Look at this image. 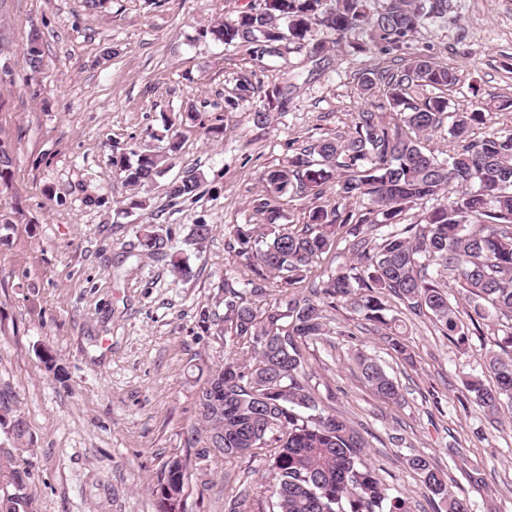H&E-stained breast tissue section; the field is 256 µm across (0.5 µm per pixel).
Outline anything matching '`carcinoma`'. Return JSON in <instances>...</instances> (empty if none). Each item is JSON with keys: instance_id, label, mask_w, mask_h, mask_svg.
I'll list each match as a JSON object with an SVG mask.
<instances>
[{"instance_id": "cac0c4a2", "label": "carcinoma", "mask_w": 512, "mask_h": 512, "mask_svg": "<svg viewBox=\"0 0 512 512\" xmlns=\"http://www.w3.org/2000/svg\"><path fill=\"white\" fill-rule=\"evenodd\" d=\"M450 0H263L236 10L200 32V37L226 46H245L262 62L281 55L285 44L307 47L319 57L326 45L309 44L316 28L348 44L355 54L373 47L402 51L418 31L448 13ZM369 32V42L351 37ZM458 83L456 71L425 56H415L386 77L387 105L366 109L355 118L347 136L324 139L304 148L288 163L266 173L267 194L254 201L259 224H236L226 249L251 273V298L224 282V314L202 313L205 330L217 326L230 337L233 356L208 370L203 383L212 389L195 395L194 417L184 432L190 459L174 455L163 464L153 488L155 512H186L190 490L208 488L207 463L247 456L265 463L270 477L262 498L243 480L228 512H413L410 502L394 496L364 461L363 434L339 415L321 406L315 386L302 372L301 345L326 334L324 307L350 305L364 324L381 333L402 360L412 361L402 339L401 319L390 314L384 299L397 297L414 315H429L442 335L466 349L480 323L512 314V130L479 140L470 138L485 112L450 111L445 92ZM294 84L286 81L265 93L264 108L253 112L257 125L270 111L284 106ZM254 87L244 79L226 103L234 107L252 98ZM450 120L453 143L448 154L428 150L423 140ZM180 151L170 137L161 151L133 150L136 157L110 158L112 168L130 187L127 210L144 208L140 190L163 176ZM13 157L0 141V183L9 182ZM200 186L193 173L169 183L174 200L193 198ZM333 187L336 200L314 206L296 229L280 223L277 198L290 191L299 198L320 199ZM448 196L428 208L420 221L404 223L406 213L427 200ZM366 208L355 217L353 205ZM389 231L373 242L363 225ZM353 238L355 258L349 266L321 280L313 297L299 298L291 288L307 276L312 264L331 251L339 232ZM139 255L152 257L164 239L144 227L137 237ZM436 265L457 279L472 298L465 324L448 298ZM281 297L268 300L269 291ZM52 377L64 384L68 372L56 356H43ZM358 372L381 399L399 404L402 389L370 356L356 353ZM483 362L496 384L465 381L468 396L490 419L512 406V324L502 329ZM0 473L9 488L0 489V512H28L25 494L31 476L20 460L27 423L0 397ZM408 465L446 512H470L466 500L448 490L447 477L420 454Z\"/></svg>"}]
</instances>
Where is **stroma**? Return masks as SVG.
<instances>
[{
  "mask_svg": "<svg viewBox=\"0 0 512 512\" xmlns=\"http://www.w3.org/2000/svg\"><path fill=\"white\" fill-rule=\"evenodd\" d=\"M243 3L112 0L108 13L91 14L83 0H0V140L15 151L0 186V393L28 426L29 512H154L161 467L184 450L197 381L225 356L224 338L205 333L200 314L223 312L224 281L245 288L225 250L229 228L257 223L265 173L346 134L358 112L381 101L384 71L399 65V52L356 56L322 29L311 36L329 44L318 65L303 49L261 63L246 48L199 38ZM33 39L42 55L35 76L24 60ZM409 50L456 70V111H487L472 138L512 129V109L501 107L512 100V0H451L447 17L415 34ZM366 72L375 81L364 96ZM244 76L255 88L251 102L218 112ZM286 76L296 91L266 125L254 124L266 89ZM192 107L207 121L222 116L223 134L211 139L199 123L176 124L174 166L145 188L146 209L127 211L130 190L111 157L159 148L165 120ZM189 171L200 177L198 195L171 199L170 180ZM202 222L213 231L197 249L187 239ZM145 223L166 236L163 254L132 255ZM174 254L186 258L189 276L173 273ZM387 304L402 315L412 363L342 303L324 310L326 336L304 344V369L326 409L362 429L365 462L414 512L442 508L409 467L414 454L447 473L471 512H512V407L492 423L459 403L465 377L493 382L482 349L499 322L461 351L428 317L393 297ZM46 350L66 366L67 384L46 370ZM359 350L398 380L401 404L362 383ZM211 468L189 512H225L242 478L256 488L265 482L262 465L246 458ZM472 470L484 485L469 481Z\"/></svg>",
  "mask_w": 512,
  "mask_h": 512,
  "instance_id": "stroma-1",
  "label": "stroma"
}]
</instances>
